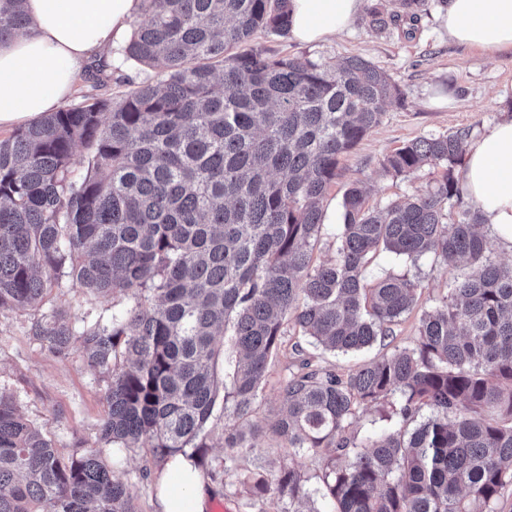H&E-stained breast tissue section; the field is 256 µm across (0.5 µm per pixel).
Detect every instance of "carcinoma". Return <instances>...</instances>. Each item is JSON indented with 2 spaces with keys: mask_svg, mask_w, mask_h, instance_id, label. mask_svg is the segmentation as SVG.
Masks as SVG:
<instances>
[{
  "mask_svg": "<svg viewBox=\"0 0 512 512\" xmlns=\"http://www.w3.org/2000/svg\"><path fill=\"white\" fill-rule=\"evenodd\" d=\"M426 0L369 12L384 31L418 21ZM29 25L24 0H0V42ZM288 0H145L122 64L157 71L115 96L87 73L80 101L0 136V310L22 311L68 278L129 305L77 326L66 312L34 335L59 358L79 351L109 374L98 432L115 452L154 462L191 452L207 468L210 424L224 418L225 458L256 447L251 416L284 325L325 349L359 352L392 334L423 293L407 275L370 286L381 249L452 269L448 297L423 312L415 347L340 376L309 360L288 372L269 430L291 459L334 449L322 476L328 512H506L512 487V266L493 258L456 166L468 132L420 137L383 160L395 176L444 168L426 190L366 204L343 196L336 257L315 263L325 201L341 158L376 127L399 85L357 56L336 64L253 43L289 34ZM85 173L73 175L76 147ZM236 353L231 386L216 346ZM392 425L346 435L360 406ZM414 428H409L410 424ZM253 499L308 497L300 465L251 473ZM0 512H138L95 448L65 458L0 394Z\"/></svg>",
  "mask_w": 512,
  "mask_h": 512,
  "instance_id": "obj_1",
  "label": "carcinoma"
}]
</instances>
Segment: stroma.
Returning <instances> with one entry per match:
<instances>
[{"label":"stroma","instance_id":"obj_1","mask_svg":"<svg viewBox=\"0 0 512 512\" xmlns=\"http://www.w3.org/2000/svg\"><path fill=\"white\" fill-rule=\"evenodd\" d=\"M390 0H362L361 10L350 30L321 44L302 45L292 38L260 37L259 42L274 52L336 62L359 56L386 71L403 89L404 105H388L381 123L373 128L340 161V174L326 201L324 225L313 257L323 262L335 255L340 231L336 220L342 197L353 183L367 190L368 202L382 206L425 190L442 173L438 167H423L409 175L394 177L383 172L381 162L403 144L421 136H439L468 131L469 141L478 140L504 117H512V50L488 55L448 40L441 28L445 8L429 0L414 33L405 27L385 32L372 30L368 11L388 7ZM466 265L446 268L426 257L418 262L379 251L365 272L367 282L389 274L418 276L424 293L394 328V335L355 355H337L310 342H298L294 330H287L272 359L264 382L262 400L253 420L266 432L256 449L239 452L234 461L224 460V423L217 420L207 441V461L218 479L212 483L211 503L223 504L226 512H288L287 501H252L238 482L241 475L278 468L287 463L288 451L281 438L267 426L279 412V393L289 366L295 361V345H302L313 363L335 368L338 374L369 363L397 348H412L419 338L421 314L448 294L452 278L466 274ZM127 299L116 294L97 297L76 291L68 284L53 288L43 301L27 311L0 312V393L12 397L21 413L53 441L59 454L68 456L80 448H99L105 460L119 458L118 469L140 512H157L154 491L158 470L145 452L114 456L111 448L99 447L98 430L105 417L104 399L108 378L101 369L89 366L79 353L60 359L50 354L33 335L32 325L57 310H66L71 320L94 321L125 309Z\"/></svg>","mask_w":512,"mask_h":512}]
</instances>
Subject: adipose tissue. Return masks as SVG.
<instances>
[{"label": "adipose tissue", "mask_w": 512, "mask_h": 512, "mask_svg": "<svg viewBox=\"0 0 512 512\" xmlns=\"http://www.w3.org/2000/svg\"><path fill=\"white\" fill-rule=\"evenodd\" d=\"M362 0H289L290 35L303 44L332 40L349 28ZM30 24L0 43V129L55 112L76 75L92 59L130 39L143 0H25ZM443 28L450 40L487 54L512 48V0H448ZM464 188L496 238L512 247V118L468 144ZM207 479L179 454L157 480L159 512H206Z\"/></svg>", "instance_id": "obj_1"}]
</instances>
